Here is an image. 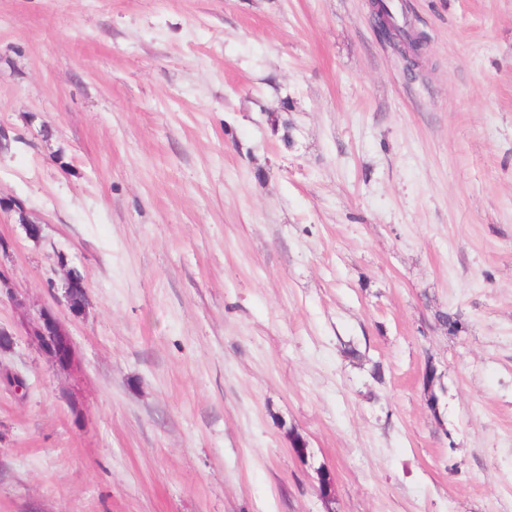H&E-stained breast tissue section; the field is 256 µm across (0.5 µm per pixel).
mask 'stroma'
I'll use <instances>...</instances> for the list:
<instances>
[{"mask_svg": "<svg viewBox=\"0 0 512 512\" xmlns=\"http://www.w3.org/2000/svg\"><path fill=\"white\" fill-rule=\"evenodd\" d=\"M406 4L0 0V512H512V0ZM380 1H383V0H370V2H369L375 23H376V14L374 11H377V8L372 6V4L373 3L378 4V3H380ZM383 2H384L383 13H384L385 17L387 18V20L389 21V23L391 24L396 35L399 37L400 41L405 45L406 44L413 45L415 42L413 39L414 30L409 27L406 20H404L403 24H400L395 13H393V11L391 10V7L387 3H385V1H383ZM26 334L30 336L31 340L35 341L42 352L55 364H62L60 357L63 358L64 363L67 364L72 358V343L71 337L62 329L60 320L56 313L50 309H42L32 319L26 323ZM48 334L58 338L62 341V348H50L46 350L43 346V340L47 338Z\"/></svg>", "mask_w": 512, "mask_h": 512, "instance_id": "stroma-1", "label": "stroma"}]
</instances>
